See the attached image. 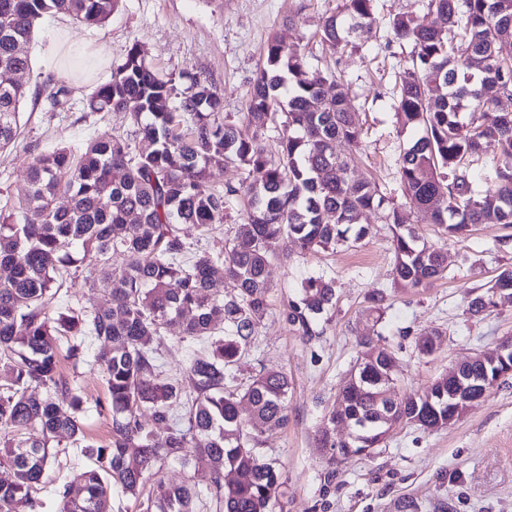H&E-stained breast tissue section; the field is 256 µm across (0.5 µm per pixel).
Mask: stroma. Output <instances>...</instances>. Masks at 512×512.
Masks as SVG:
<instances>
[{"label":"stroma","instance_id":"35a3bbf8","mask_svg":"<svg viewBox=\"0 0 512 512\" xmlns=\"http://www.w3.org/2000/svg\"><path fill=\"white\" fill-rule=\"evenodd\" d=\"M343 0H120L105 26L87 29L70 17H46L35 39L22 45L32 61L23 80L40 88L47 77L69 87L64 108L27 99L19 115L16 148L0 155V207L27 190V146L76 148L102 136H119L138 146L140 137L122 112H89L86 99L109 79L131 47H139L161 74L189 70L207 76L224 95L228 120L245 125L255 74L271 35L296 46L310 69L341 71L352 110L360 114L359 178L375 180L389 202L401 208L405 223L422 240L448 254L442 278L424 288L398 287L393 280L394 253L384 211L369 214L366 236L352 247L315 253H289L272 261L269 314L257 331L248 356L236 373V387H246L260 370L287 372L288 421L260 439L258 450L280 468L284 484L271 512H512V375L447 428L429 431L397 425L381 447L329 464L315 434L336 399L362 337L394 353L399 395L425 393L455 364L477 353L494 352L512 336V297L501 296L494 308L473 316L471 297L482 294L504 269L512 268V226L478 224L451 238L430 214L406 205L399 180V157L418 137L399 129L394 116L395 60L408 59L410 45L386 47L377 39L349 50L342 58L325 54L317 36L326 16ZM94 54L96 70L72 77L61 57L66 46ZM333 280L336 305L317 321L312 339L298 336L279 317L305 279ZM383 293L381 315L370 314L366 298ZM442 334L439 351L421 355L417 343L425 332ZM171 373H182L189 359L203 351L200 341L183 339L170 324L155 342ZM88 362L59 369L82 391L86 403L83 435L61 437L58 461L38 491L42 512H55L57 489L78 488L91 462L88 444L105 443L111 416L105 410L106 387L92 362L100 350L87 341Z\"/></svg>","mask_w":512,"mask_h":512}]
</instances>
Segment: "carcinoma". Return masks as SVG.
<instances>
[{
	"instance_id": "cac0c4a2",
	"label": "carcinoma",
	"mask_w": 512,
	"mask_h": 512,
	"mask_svg": "<svg viewBox=\"0 0 512 512\" xmlns=\"http://www.w3.org/2000/svg\"><path fill=\"white\" fill-rule=\"evenodd\" d=\"M119 0H0V73L30 71L18 47L33 41L48 15L65 14L87 28L103 25ZM375 0H344L328 16L319 42L332 55L376 36ZM434 16L419 25L410 15L392 19L388 41L412 45L408 64L396 72V123L424 134L405 149L399 175L407 203L431 211L448 236L474 224L512 225V112L498 109L512 98V0H428ZM160 75L137 47L99 85L87 107L124 112L137 127V151L122 138H102L80 150L61 146L30 152L28 189L0 218V462L14 479L0 483V512H40L33 496L54 460L57 434L82 432L84 399L58 371L59 338L72 337L73 367L86 361L81 338L95 337L101 352L109 440L87 445L93 466L84 485L59 492L57 512H112L118 485L139 512H197L207 495L215 512H268L283 484L273 463L256 450L259 437L287 422L289 380L263 370L242 391L228 386L268 313V269L288 255L348 246L367 233L363 214L385 196L367 180L351 178L355 155L336 153V142L358 146L361 128L350 111L342 75L307 68L296 49L278 37L267 44L253 80L247 119L253 132L224 119V98L205 77ZM336 93L325 92L326 84ZM30 95L22 82H0V154L15 147L20 104ZM69 89L53 84V109L68 102ZM285 116L277 151L268 153L259 133L277 114ZM492 154L491 184L475 186L472 164ZM243 166L247 177L217 191L210 169ZM69 199L65 207L59 196ZM247 197L243 232L231 243L186 256L180 225L206 233L224 223L227 203ZM331 213L335 222L326 223ZM395 256L394 280L421 288L447 271L448 256L419 243L398 207L386 216ZM86 269L84 283L104 279L110 292L93 311L55 305L61 289ZM234 284L226 296L218 279ZM512 290V269L490 291L469 302L478 314L494 296ZM334 282L311 277L280 317L295 332L316 335L313 317L334 305ZM181 322L182 335L208 342L182 378L166 373L154 346L164 325ZM377 351L361 372L362 384L341 390L345 411L362 436L336 439V409L318 427L330 463L379 446L392 427L426 430L448 419L450 383L441 375L428 393L399 397L382 385L391 351L370 340L359 350ZM247 403L250 421L240 417ZM178 461L192 471L169 485L161 465ZM237 478L224 481V472Z\"/></svg>"
}]
</instances>
